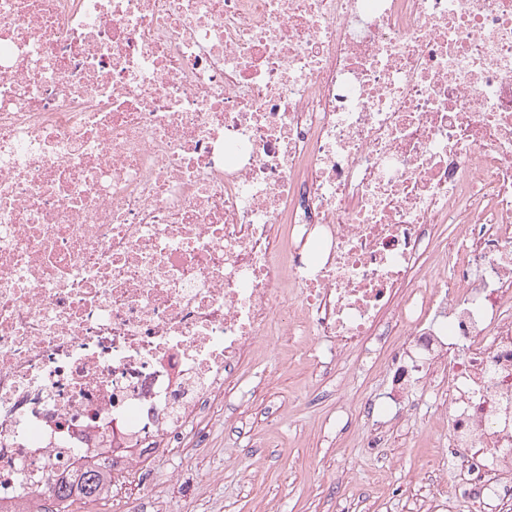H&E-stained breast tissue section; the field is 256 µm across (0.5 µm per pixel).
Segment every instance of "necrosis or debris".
<instances>
[{"mask_svg":"<svg viewBox=\"0 0 512 512\" xmlns=\"http://www.w3.org/2000/svg\"><path fill=\"white\" fill-rule=\"evenodd\" d=\"M302 336L388 344L512 512V0H0V503L147 475Z\"/></svg>","mask_w":512,"mask_h":512,"instance_id":"necrosis-or-debris-1","label":"necrosis or debris"}]
</instances>
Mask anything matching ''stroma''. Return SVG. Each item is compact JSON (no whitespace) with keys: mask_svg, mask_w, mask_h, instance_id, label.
Wrapping results in <instances>:
<instances>
[{"mask_svg":"<svg viewBox=\"0 0 512 512\" xmlns=\"http://www.w3.org/2000/svg\"><path fill=\"white\" fill-rule=\"evenodd\" d=\"M388 353L347 354L324 370L302 352L259 350L246 360L225 408L246 438L210 426L203 447L153 464L160 512H418L422 490L447 494L434 463L448 450V419L426 408H397L382 448H370V403L393 387ZM350 407L336 417V400ZM354 479H347V472Z\"/></svg>","mask_w":512,"mask_h":512,"instance_id":"35a3bbf8","label":"stroma"}]
</instances>
